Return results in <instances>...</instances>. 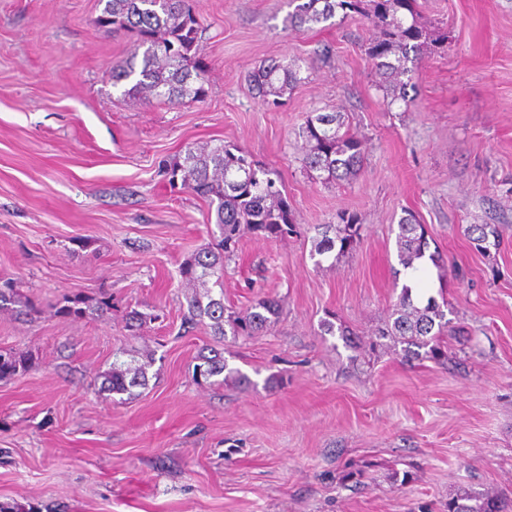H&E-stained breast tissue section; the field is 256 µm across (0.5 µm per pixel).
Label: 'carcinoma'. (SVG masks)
<instances>
[{"instance_id": "cac0c4a2", "label": "carcinoma", "mask_w": 512, "mask_h": 512, "mask_svg": "<svg viewBox=\"0 0 512 512\" xmlns=\"http://www.w3.org/2000/svg\"><path fill=\"white\" fill-rule=\"evenodd\" d=\"M104 4L97 23L103 27L133 34L130 57L112 69L113 85L127 82L123 95L139 99H165L169 102H197L205 95L204 73L199 60L200 22L190 0H99ZM294 6L286 22L292 31L310 30L336 17L357 14L371 26L365 44L366 55L374 62L384 82L400 98L411 85L416 53L427 42L428 34L417 24L416 0H289ZM301 66L280 60L261 64L249 76L256 95L267 106L278 107L281 98L298 83ZM303 141L304 167L324 174L332 183L356 175L363 165L366 141L345 128L341 112H311L298 130ZM166 175L170 183L206 199L215 207L214 224L220 230V251L203 250L183 262L182 281L195 289L188 300L184 321L190 325L207 324L212 335L225 338L249 337L278 314V303L270 298L257 300L251 311L239 316L224 306V253L236 244L240 233L249 230L267 238L287 235L293 228L288 198L272 178L273 172L254 163L249 153L236 145L219 143L203 148L186 147ZM341 223L330 224L321 232L314 254L332 252L342 256L359 241V224L343 214ZM398 258L406 269L425 256L428 247L424 225L412 213L398 222L396 235ZM218 294H213L214 289ZM20 303L17 280L0 277V310ZM440 304L432 297L426 304L414 303L411 288L405 286L386 327L378 336L391 337L407 344L405 356L424 355L436 359L442 355L438 338L446 324ZM112 369L106 373L101 390L115 395H133V389L146 385L147 364L126 361L114 353ZM195 380L222 385L245 376L228 368L224 353L215 348L200 353ZM26 368L25 362L11 353H0V380ZM508 505L498 493H465L448 502V512H507Z\"/></svg>"}]
</instances>
